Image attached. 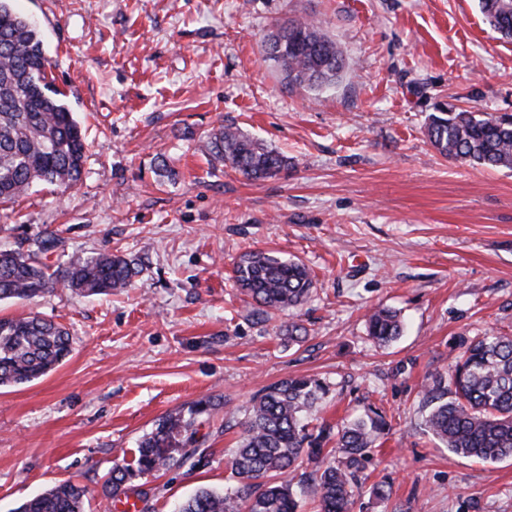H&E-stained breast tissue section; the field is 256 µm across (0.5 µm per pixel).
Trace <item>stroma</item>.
I'll return each mask as SVG.
<instances>
[{"label":"stroma","instance_id":"35a3bbf8","mask_svg":"<svg viewBox=\"0 0 512 512\" xmlns=\"http://www.w3.org/2000/svg\"><path fill=\"white\" fill-rule=\"evenodd\" d=\"M38 27L55 85L81 121L88 160L72 188L37 184L0 204V248L59 230L64 256L140 259L131 288L85 297L63 286L0 302L64 325L73 352L47 375L0 387V512L73 481L85 512L162 416L208 397L193 472L148 476L150 512L231 484L240 439L229 409L277 381L324 380L314 425L375 407L390 425L367 453L352 512H512V458L479 462L427 434L418 394L464 341L512 334V170L441 156L425 135L444 103L512 113V40L479 0H10ZM310 17L343 53L335 86H286L263 40ZM235 124L288 157L250 179L201 145ZM176 172L158 177L159 161ZM303 261L315 277L295 309L250 317L235 288L242 253ZM399 311L387 346L365 314ZM306 336L288 334L289 323ZM384 484L387 498L374 495Z\"/></svg>","mask_w":512,"mask_h":512}]
</instances>
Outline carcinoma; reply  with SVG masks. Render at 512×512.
Wrapping results in <instances>:
<instances>
[{"instance_id":"carcinoma-1","label":"carcinoma","mask_w":512,"mask_h":512,"mask_svg":"<svg viewBox=\"0 0 512 512\" xmlns=\"http://www.w3.org/2000/svg\"><path fill=\"white\" fill-rule=\"evenodd\" d=\"M486 22L512 39V0H479ZM267 59L289 87L322 91L336 84L344 68L341 52L307 18L274 25L266 35ZM52 62L28 18L0 0V201H14L37 182L72 188L82 180L87 144L80 122L53 86ZM425 134L443 156L488 169L512 168V114L481 117L441 106L429 116ZM213 162L251 179L272 178L288 170V159L233 125H221L205 139ZM60 238L48 231L26 253L0 250V301L38 297L55 285L80 294L110 295L130 287L142 272L137 259L112 252L72 255L55 275L42 256ZM265 316L300 305L312 292L313 277L303 263L262 249L245 254L233 270ZM403 331L398 313L373 308L366 333L378 345ZM73 352L68 331L39 315L0 317V386L36 380L63 364ZM327 385L308 377L288 378L253 398L240 420L243 436L234 449L231 477L239 486L200 488L175 512H298L293 481L313 482L321 512H350L362 478L363 461L377 435L388 430L385 416L369 407L364 416L334 427L308 430V416ZM212 409L201 399L187 411L160 418L142 436L134 459L112 468L103 494L109 503L136 495L139 481L161 470L205 465L208 449L196 445L197 418ZM427 431L449 452L482 461L512 458V336L488 334L462 346L446 373L431 376L419 394ZM85 487L61 483L24 503L15 512H84Z\"/></svg>"}]
</instances>
